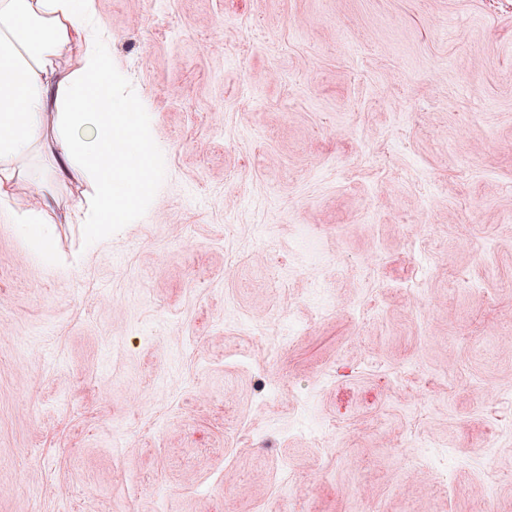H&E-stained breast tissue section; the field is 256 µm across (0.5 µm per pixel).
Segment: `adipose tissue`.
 I'll return each mask as SVG.
<instances>
[{"mask_svg": "<svg viewBox=\"0 0 512 512\" xmlns=\"http://www.w3.org/2000/svg\"><path fill=\"white\" fill-rule=\"evenodd\" d=\"M95 0H0V213L25 225L32 250L54 256L43 227L52 223L57 188L84 184L74 214L90 243L111 234L158 168L144 137L146 115L113 94L112 56ZM44 145L52 168L35 206H11L19 161Z\"/></svg>", "mask_w": 512, "mask_h": 512, "instance_id": "obj_1", "label": "adipose tissue"}]
</instances>
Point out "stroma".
<instances>
[{
    "label": "stroma",
    "mask_w": 512,
    "mask_h": 512,
    "mask_svg": "<svg viewBox=\"0 0 512 512\" xmlns=\"http://www.w3.org/2000/svg\"><path fill=\"white\" fill-rule=\"evenodd\" d=\"M96 9L161 202L0 220V512H512V0ZM26 237L32 250L44 260L53 259L54 251L51 238L44 234L40 225H28Z\"/></svg>",
    "instance_id": "35a3bbf8"
}]
</instances>
